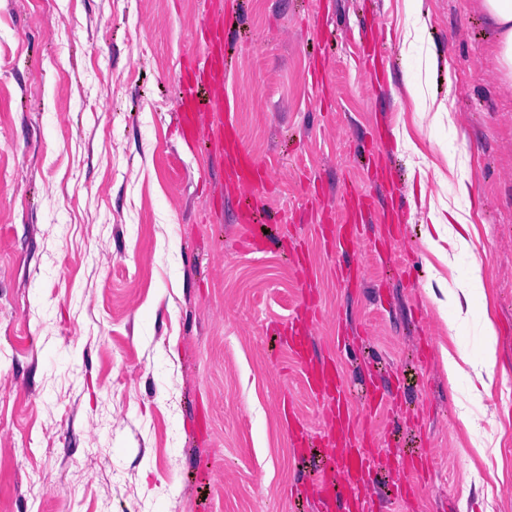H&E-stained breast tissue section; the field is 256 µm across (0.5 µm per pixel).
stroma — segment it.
<instances>
[{"label": "stroma", "mask_w": 512, "mask_h": 512, "mask_svg": "<svg viewBox=\"0 0 512 512\" xmlns=\"http://www.w3.org/2000/svg\"><path fill=\"white\" fill-rule=\"evenodd\" d=\"M233 2L231 67L192 151L172 122L177 79L216 0H0V512H317L286 495L308 464L280 409L291 395L316 436L331 420L280 334L307 284L313 343L378 455L370 512H512V82L481 0L417 15L402 0ZM230 103L273 183L264 252L241 248L243 189L204 152ZM449 154L468 198L433 174ZM386 169L476 227L453 273H480L506 371L481 400L442 369V350L479 338L450 340L426 295L451 273L423 245L427 208L396 241L359 224L360 274L336 273L349 195L385 208ZM367 362L398 415L369 411ZM420 453L425 484L393 500L391 473Z\"/></svg>", "instance_id": "35a3bbf8"}]
</instances>
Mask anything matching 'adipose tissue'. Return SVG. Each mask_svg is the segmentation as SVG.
Instances as JSON below:
<instances>
[{"label":"adipose tissue","mask_w":512,"mask_h":512,"mask_svg":"<svg viewBox=\"0 0 512 512\" xmlns=\"http://www.w3.org/2000/svg\"><path fill=\"white\" fill-rule=\"evenodd\" d=\"M482 7L491 25L496 41L497 59L507 79H512V0H482ZM429 218L440 228L438 238H426L428 251L443 265L455 268L459 259L471 256L474 243L455 226L459 215L456 211L440 214L430 211ZM486 295L480 274H472L456 280L449 289L444 304L438 312L445 323L449 336L459 335L473 317L476 308L486 307ZM481 347L472 353L467 346L458 344L443 351L442 365L450 387H458L461 381L477 380L483 387H490L492 373L497 364V334L489 319H481L479 326Z\"/></svg>","instance_id":"1"}]
</instances>
